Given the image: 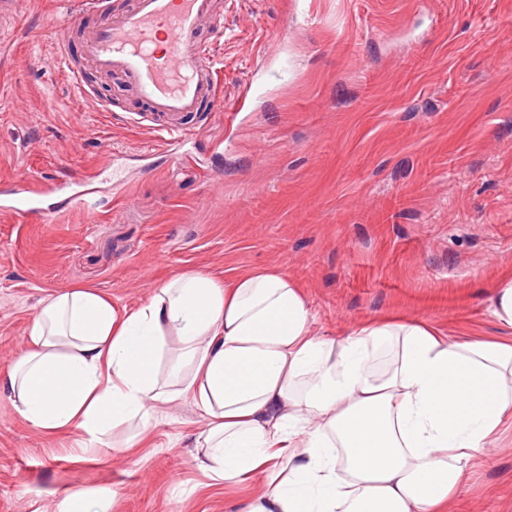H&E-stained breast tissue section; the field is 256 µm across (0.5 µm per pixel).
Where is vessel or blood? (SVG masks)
Masks as SVG:
<instances>
[{"label": "vessel or blood", "mask_w": 512, "mask_h": 512, "mask_svg": "<svg viewBox=\"0 0 512 512\" xmlns=\"http://www.w3.org/2000/svg\"><path fill=\"white\" fill-rule=\"evenodd\" d=\"M84 10L100 17L98 26L83 36L84 65L69 63L64 45L70 28L55 34V45L65 75L80 97H88L85 66L118 74L127 93L143 101L152 126L170 131L164 153L180 156L184 140L195 134L192 119L222 98L220 45L199 39L204 22L223 29L217 0H131L121 12H112L108 0H84ZM97 175L76 186L55 188L45 182L28 183L0 191V209L44 222L57 207L75 205L95 212Z\"/></svg>", "instance_id": "1"}]
</instances>
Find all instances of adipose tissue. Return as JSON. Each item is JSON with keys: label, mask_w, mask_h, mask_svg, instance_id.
<instances>
[{"label": "adipose tissue", "mask_w": 512, "mask_h": 512, "mask_svg": "<svg viewBox=\"0 0 512 512\" xmlns=\"http://www.w3.org/2000/svg\"><path fill=\"white\" fill-rule=\"evenodd\" d=\"M2 395L37 430L79 432L88 451L190 397L209 483L266 480L239 512H448L512 419V341H451L404 320L328 339L284 272H183L129 312L90 287L40 300Z\"/></svg>", "instance_id": "obj_1"}]
</instances>
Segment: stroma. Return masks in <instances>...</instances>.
<instances>
[{
  "instance_id": "obj_1",
  "label": "stroma",
  "mask_w": 512,
  "mask_h": 512,
  "mask_svg": "<svg viewBox=\"0 0 512 512\" xmlns=\"http://www.w3.org/2000/svg\"><path fill=\"white\" fill-rule=\"evenodd\" d=\"M224 104L183 156L129 122L142 103L116 76L90 98L48 37L93 28L75 0H20L0 40V181L100 180L96 214L48 223L0 213V370L38 302L75 285L134 310L172 275L275 268L304 289L316 335L383 316L448 338H509L487 291L512 275V0H223ZM204 420L163 406L134 447L121 431L84 452L0 399V512H56L64 493L109 487L111 512H237L262 490L209 486L195 469ZM471 464L449 512H512V423ZM70 33V27H64L56 32L55 45L57 49V54L59 56L60 61L62 62L63 69L69 83L76 91V93L81 98L85 99L88 97L89 92L86 88V83L84 79V68L81 65H74L70 63L68 55L64 50V45L70 38Z\"/></svg>"
}]
</instances>
